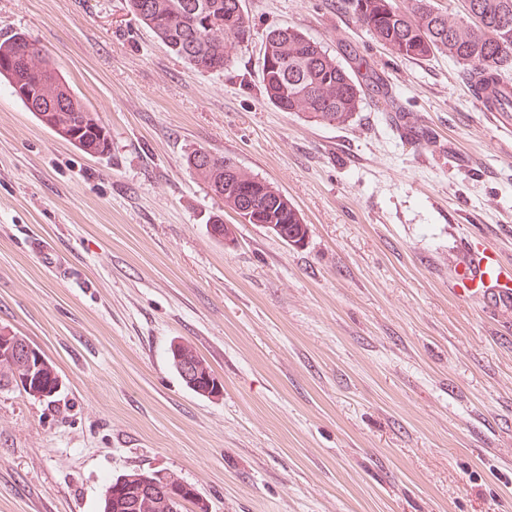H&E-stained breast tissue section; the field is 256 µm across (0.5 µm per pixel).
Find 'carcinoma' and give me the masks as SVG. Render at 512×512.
Masks as SVG:
<instances>
[{
  "instance_id": "obj_1",
  "label": "carcinoma",
  "mask_w": 512,
  "mask_h": 512,
  "mask_svg": "<svg viewBox=\"0 0 512 512\" xmlns=\"http://www.w3.org/2000/svg\"><path fill=\"white\" fill-rule=\"evenodd\" d=\"M487 11L484 28L476 29L468 17L432 6L431 0H343L344 9L366 25L376 41L391 55L426 60L435 54L465 68L470 83L488 97L512 102V0H471ZM240 0H128L130 12L170 51L197 71L222 72L232 67L236 51L253 40L254 27L238 7ZM20 34L0 40V81L24 106L40 101L51 105L49 117L65 134V141L85 154L110 151L109 134L97 114L74 91L40 44L26 56L17 48ZM261 51L268 64L260 70L267 100L319 125L343 127L359 112L363 88L359 80L327 53L317 41L293 26L267 31L261 36ZM363 78L376 89L375 106L388 111L393 99L372 73ZM193 150L186 163L207 184L211 193L234 213L248 211L250 224H286L292 233L307 234L308 225L293 204H284L282 192L271 182L243 170L235 158ZM173 368L186 360L201 364L198 395L221 393L223 382L196 349L181 343L169 350ZM19 386L29 395L53 401L58 394V376L32 375ZM132 497L127 485L112 478L105 489L100 512H128Z\"/></svg>"
}]
</instances>
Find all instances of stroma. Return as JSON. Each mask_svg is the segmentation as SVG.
I'll return each instance as SVG.
<instances>
[{"mask_svg":"<svg viewBox=\"0 0 512 512\" xmlns=\"http://www.w3.org/2000/svg\"><path fill=\"white\" fill-rule=\"evenodd\" d=\"M242 9L364 59L396 112L279 111L259 41L200 72L127 0H0V39L39 42L111 139L87 155L0 84V327L61 382L52 402L0 388V512H98L112 476L158 469L209 512H512V302L453 290L481 252L512 262V124L339 0ZM200 147L277 186L305 242L239 223L187 166ZM176 340L220 397L185 386ZM179 347L176 350H173L172 346L169 349V358L173 368L176 370L178 375L181 378V375L178 371V367L183 363H186V359L195 360L197 363H187L181 373L184 379L188 382L185 383L186 387L195 392L198 395L205 396L209 398V395L214 394L215 392L219 395L221 391L224 390L223 382L214 374L211 367L206 363V361L198 354L196 349L188 344V343H178ZM201 366V370L199 372V366ZM199 373V376L197 377ZM197 377V378H196ZM194 379L197 381V384L194 387H190L189 385L194 384ZM189 384V385H188ZM207 391V395H205Z\"/></svg>","mask_w":512,"mask_h":512,"instance_id":"obj_1","label":"stroma"}]
</instances>
